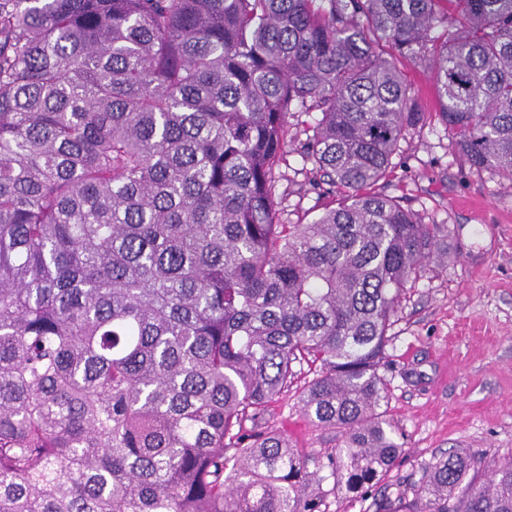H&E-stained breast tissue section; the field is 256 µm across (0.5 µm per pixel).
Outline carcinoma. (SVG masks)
Instances as JSON below:
<instances>
[{
	"label": "carcinoma",
	"instance_id": "1",
	"mask_svg": "<svg viewBox=\"0 0 512 512\" xmlns=\"http://www.w3.org/2000/svg\"><path fill=\"white\" fill-rule=\"evenodd\" d=\"M432 65L512 178V0H0V512H327L403 452L380 369L448 228L373 191ZM338 191L281 223L288 116ZM302 452L274 404L297 364ZM453 448L376 512H512ZM305 379L303 375L301 381L298 380L274 404L276 419L280 426L288 433L294 448H315L317 450L323 448H332L339 443V434L323 430L313 426L304 417L301 410L300 390L298 388L303 384ZM336 439V440H335Z\"/></svg>",
	"mask_w": 512,
	"mask_h": 512
}]
</instances>
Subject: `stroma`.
<instances>
[{"label": "stroma", "instance_id": "stroma-1", "mask_svg": "<svg viewBox=\"0 0 512 512\" xmlns=\"http://www.w3.org/2000/svg\"><path fill=\"white\" fill-rule=\"evenodd\" d=\"M400 68L427 120L407 133L376 190L403 198L425 223L447 225L450 257L426 263L404 289L391 331L385 411L405 451L367 496L329 498V512H375L380 495L412 493L425 466L451 448L479 452L484 476L512 461V179L464 163L438 116L429 65ZM302 139L289 118L277 198L287 224L311 220L329 192L305 174ZM274 409L294 447L335 445L333 432L304 417L299 389Z\"/></svg>", "mask_w": 512, "mask_h": 512}]
</instances>
